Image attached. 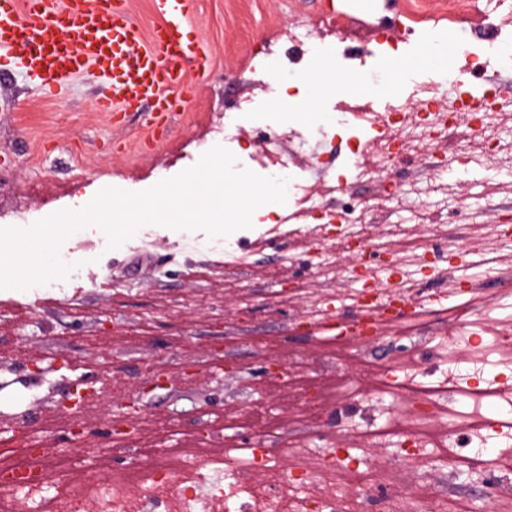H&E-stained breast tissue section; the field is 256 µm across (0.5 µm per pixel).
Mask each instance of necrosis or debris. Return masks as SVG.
Masks as SVG:
<instances>
[{
  "mask_svg": "<svg viewBox=\"0 0 512 512\" xmlns=\"http://www.w3.org/2000/svg\"><path fill=\"white\" fill-rule=\"evenodd\" d=\"M473 74L486 66L512 70V35L485 40L463 62ZM405 93L381 112H337L333 123L350 130L349 170H322L319 185L295 179L294 145L300 133L288 126L255 141L257 165L287 179L298 225L288 263L306 261L319 286L309 291L294 324L314 333L308 358L288 356L287 395L294 405L291 433L270 447L257 434L239 457L215 452L213 436L172 464L164 448L143 449L121 474L92 471L69 484L71 458L85 454L84 427L70 419L75 441L68 453L19 448V463L5 466L0 512H17L26 490L30 512H477L473 498L451 492L430 495L403 487L407 469L437 468L448 479L478 478L493 512H512V329L496 312L512 308V226L471 224L454 232L428 223L441 210L447 177L466 168L495 183L512 172V113L475 111L472 98H499L493 83L472 93L457 73L427 67L408 73ZM456 114L464 130L440 165L412 186L419 207L409 224L386 222L392 175L404 155L436 149L429 127ZM372 185L369 201L347 197L350 183ZM361 251L343 260L348 242ZM466 279L467 298L454 284ZM443 289L430 295L427 285ZM504 289L488 296L485 282ZM447 315L454 335L427 314ZM379 321L374 338L362 322ZM343 325L345 334L323 335ZM412 342L393 356L371 352L373 339L389 332ZM502 408L489 418L486 407Z\"/></svg>",
  "mask_w": 512,
  "mask_h": 512,
  "instance_id": "necrosis-or-debris-1",
  "label": "necrosis or debris"
}]
</instances>
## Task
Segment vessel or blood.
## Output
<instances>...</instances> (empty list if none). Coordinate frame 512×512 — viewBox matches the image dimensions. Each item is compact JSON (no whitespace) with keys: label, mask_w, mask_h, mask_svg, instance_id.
<instances>
[{"label":"vessel or blood","mask_w":512,"mask_h":512,"mask_svg":"<svg viewBox=\"0 0 512 512\" xmlns=\"http://www.w3.org/2000/svg\"><path fill=\"white\" fill-rule=\"evenodd\" d=\"M195 0H151L159 25L144 32L127 0H0V66L21 63L54 88L87 66L112 79L99 111L124 119L152 104V132L168 129L189 80H203L209 58L187 34Z\"/></svg>","instance_id":"1"}]
</instances>
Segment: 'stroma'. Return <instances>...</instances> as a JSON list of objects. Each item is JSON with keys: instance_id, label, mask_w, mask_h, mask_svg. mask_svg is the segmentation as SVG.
Masks as SVG:
<instances>
[{"instance_id": "1", "label": "stroma", "mask_w": 512, "mask_h": 512, "mask_svg": "<svg viewBox=\"0 0 512 512\" xmlns=\"http://www.w3.org/2000/svg\"><path fill=\"white\" fill-rule=\"evenodd\" d=\"M332 9L357 14L396 38L409 9L425 13L427 27L455 31L473 44L498 33L478 18L449 19L448 0H196L193 32L209 49L212 70L186 89L170 134L155 144L141 114L117 124L97 111L109 84L95 71L70 77L66 92L55 97L22 68L0 69V227L25 228L82 208L107 187L142 191L174 177L220 144L213 127L223 122L233 138L228 149L235 169L254 168L257 126L276 124V98L300 95L301 72L275 69L271 53L283 45L285 29ZM239 100L249 101L248 117H225V105ZM297 127L306 136L296 149L300 174L316 180L309 166L314 154L337 168L344 144L322 140L317 124ZM437 163L432 153L399 166L393 222L411 215L406 190ZM456 191L465 206L443 214L444 224H468L476 215L496 224L512 215V192L487 186L479 173L460 175ZM233 238L250 257L229 272L223 238L202 231L146 225L115 249L106 234L78 232L61 249L82 263V278L61 280L54 292L0 289V464L15 461L18 447L32 441L54 451L67 447L68 416L60 403L76 381L106 371L141 392L139 371L149 364L169 385L144 394L127 455L190 447L201 427L217 441L244 446L253 427L241 407L258 399L266 403L267 430L287 428L288 400L260 366L263 358L310 349L311 337L291 325L282 293L309 274L303 264H283L288 238L281 233L255 224ZM240 281L248 285L245 314L233 292ZM217 345L218 360L211 355ZM224 359L236 362L239 373L224 375ZM190 363L198 374L188 382L182 368ZM112 409L111 397L100 396L81 415L90 444L103 452L102 467L118 461L105 433Z\"/></svg>"}]
</instances>
